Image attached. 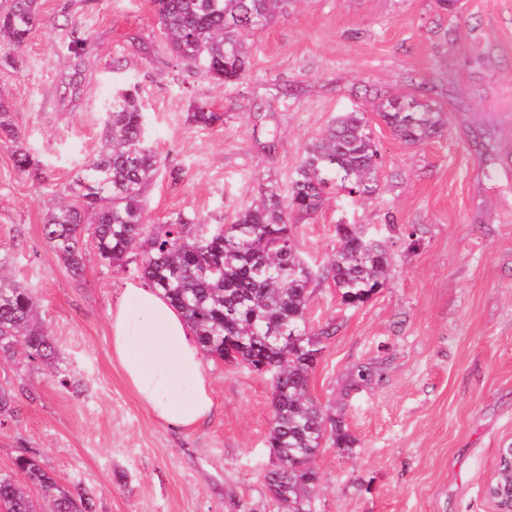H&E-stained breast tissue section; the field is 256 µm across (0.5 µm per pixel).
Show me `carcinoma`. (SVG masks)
Masks as SVG:
<instances>
[{
	"label": "carcinoma",
	"mask_w": 512,
	"mask_h": 512,
	"mask_svg": "<svg viewBox=\"0 0 512 512\" xmlns=\"http://www.w3.org/2000/svg\"><path fill=\"white\" fill-rule=\"evenodd\" d=\"M292 0H153L161 32L180 64L231 83L248 69L249 32L268 26ZM38 19V0H9L0 9V43L22 47ZM98 153L86 162L81 189L48 202L44 234L64 267L83 271V238L100 262L116 269L139 255L138 273L183 315L205 356L242 364L271 380L272 422L266 438L264 480L279 512H314L317 472L310 462L322 447L352 448L355 438L340 415L324 411L309 394L310 375L327 330L306 325L309 286L330 280L354 306L383 287L385 245L358 224L336 225L337 246L315 271L297 249L289 218H312L326 195L352 200L375 194L381 155L364 113L344 112L307 147L293 172L288 196L275 185L240 209L229 224H207L179 213L149 224L145 194L158 173L145 135V113L134 89H119L107 103ZM379 116L400 139L419 144L443 132L446 113L408 97H386ZM191 120L210 126L221 115L200 104ZM16 167L39 171L30 149L16 146ZM0 255V355L22 347L36 367L50 365L56 348L44 330L32 291L4 274ZM16 395L0 386V425L13 419ZM16 470L0 472V512H40L27 486L41 492L50 512H91L88 499L52 477L34 456L20 455Z\"/></svg>",
	"instance_id": "cac0c4a2"
}]
</instances>
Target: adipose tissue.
<instances>
[{
  "mask_svg": "<svg viewBox=\"0 0 512 512\" xmlns=\"http://www.w3.org/2000/svg\"><path fill=\"white\" fill-rule=\"evenodd\" d=\"M111 348L139 399L176 429L206 421L213 410L204 354L162 292L125 282L110 307Z\"/></svg>",
  "mask_w": 512,
  "mask_h": 512,
  "instance_id": "ef3b65f1",
  "label": "adipose tissue"
}]
</instances>
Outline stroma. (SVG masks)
Instances as JSON below:
<instances>
[{"instance_id": "1", "label": "stroma", "mask_w": 512, "mask_h": 512, "mask_svg": "<svg viewBox=\"0 0 512 512\" xmlns=\"http://www.w3.org/2000/svg\"><path fill=\"white\" fill-rule=\"evenodd\" d=\"M38 4L15 65L2 64L0 47V99L43 168L20 174L14 143L0 137V247L36 297L67 380L37 372L23 349L0 356V385L18 392L15 420L0 426V471L35 453L95 512H276L263 479L269 379L205 360L209 419L187 431L160 424L109 344V304L134 266H103L90 248L72 277L44 235L45 202L97 152L102 106L131 83L160 160L146 195L153 224L180 212L230 223L266 185L288 191L337 115L364 113L383 161L377 192L357 202L334 193L314 218L290 219L313 267L327 263L339 224L376 229L390 255L383 288L357 306L332 282L310 288L308 326L334 334L309 391L356 440L316 457L317 510L492 512L484 487L512 444V0L449 10L439 0H294L250 34L248 72L223 85L171 58L151 0ZM76 38L82 93L69 102L63 55ZM379 93L415 96L448 125L408 145L379 117ZM201 104L220 121L190 124ZM362 366L371 381L347 392Z\"/></svg>"}]
</instances>
